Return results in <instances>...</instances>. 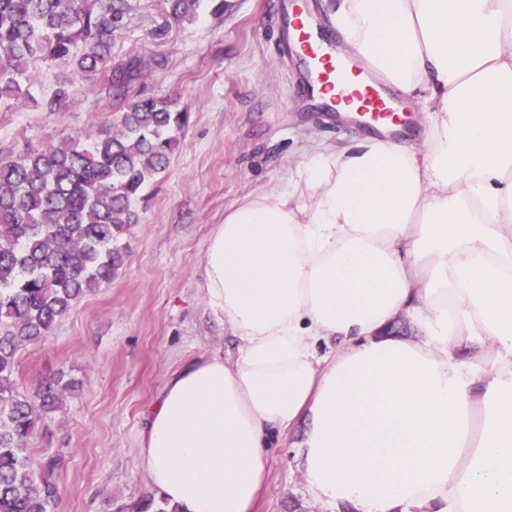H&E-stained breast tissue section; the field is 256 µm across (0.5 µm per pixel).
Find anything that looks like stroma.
<instances>
[{"label": "stroma", "mask_w": 512, "mask_h": 512, "mask_svg": "<svg viewBox=\"0 0 512 512\" xmlns=\"http://www.w3.org/2000/svg\"><path fill=\"white\" fill-rule=\"evenodd\" d=\"M128 3L113 60L140 53L147 68L136 93L170 100L189 121L167 169L143 191L118 275L74 304L54 335L17 354L21 392L61 370L83 381L31 451L37 464L63 458L54 512H112L146 497L139 437L166 374L230 346L201 288L212 229L248 194L285 186L303 156L361 136L306 97L303 66L282 46L287 0H233L221 14L205 2L183 23L165 0ZM31 73L32 100L0 107V157L116 123L125 108L109 104L97 76L78 102L48 111L43 102L65 71L41 64ZM300 435L274 438L257 512H333L307 493Z\"/></svg>", "instance_id": "1"}]
</instances>
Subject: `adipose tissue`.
Masks as SVG:
<instances>
[{
  "instance_id": "ef3b65f1",
  "label": "adipose tissue",
  "mask_w": 512,
  "mask_h": 512,
  "mask_svg": "<svg viewBox=\"0 0 512 512\" xmlns=\"http://www.w3.org/2000/svg\"><path fill=\"white\" fill-rule=\"evenodd\" d=\"M343 44L424 95L422 149L303 159L213 228L235 343L169 372L139 439L180 512H254L274 435L351 512H512V0H326ZM407 315L422 336L386 335Z\"/></svg>"
}]
</instances>
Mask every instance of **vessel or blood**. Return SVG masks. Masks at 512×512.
I'll list each match as a JSON object with an SVG mask.
<instances>
[{"instance_id": "1", "label": "vessel or blood", "mask_w": 512, "mask_h": 512, "mask_svg": "<svg viewBox=\"0 0 512 512\" xmlns=\"http://www.w3.org/2000/svg\"><path fill=\"white\" fill-rule=\"evenodd\" d=\"M291 50L308 69L306 89L326 111H336V86L349 89L347 102L362 126L381 138H397L409 134L410 126L402 114L401 98L373 83L357 62L336 55L328 35L316 33L303 8H296L288 20Z\"/></svg>"}]
</instances>
